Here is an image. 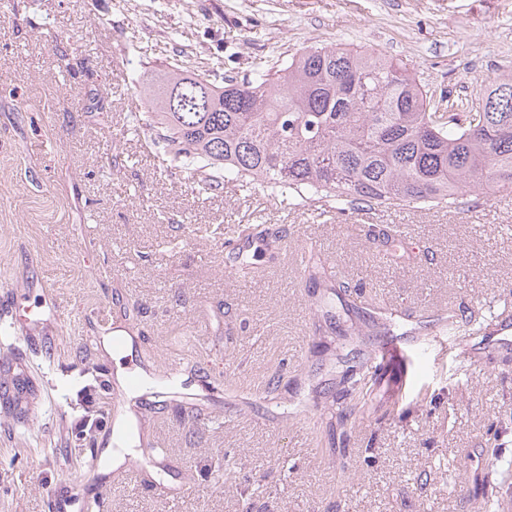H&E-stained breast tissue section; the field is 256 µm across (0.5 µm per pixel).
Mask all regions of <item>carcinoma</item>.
Wrapping results in <instances>:
<instances>
[{
  "label": "carcinoma",
  "instance_id": "carcinoma-1",
  "mask_svg": "<svg viewBox=\"0 0 512 512\" xmlns=\"http://www.w3.org/2000/svg\"><path fill=\"white\" fill-rule=\"evenodd\" d=\"M214 70L176 63L139 94L147 111L127 132L161 149L191 189L226 184L344 213L409 205L445 208L475 188L512 190V72L469 102L433 99L401 60L336 47L300 49L252 76L211 80ZM386 247L400 227L361 229ZM234 270L253 262L232 248ZM313 288H332L325 260H301Z\"/></svg>",
  "mask_w": 512,
  "mask_h": 512
}]
</instances>
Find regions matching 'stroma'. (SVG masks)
<instances>
[{
	"label": "stroma",
	"mask_w": 512,
	"mask_h": 512,
	"mask_svg": "<svg viewBox=\"0 0 512 512\" xmlns=\"http://www.w3.org/2000/svg\"><path fill=\"white\" fill-rule=\"evenodd\" d=\"M0 22V512H482L512 498V332L456 360L439 310L512 311V193L457 212L313 218L231 188L191 192L155 147L122 136L144 76L175 60L243 77L311 45L375 49L431 93L473 97L512 71V0H17ZM355 223L398 224L403 249ZM280 232L255 276L224 264L227 231ZM313 247L336 293L308 287ZM108 314L102 328L99 314ZM412 343L360 403L349 379L376 335ZM119 336L114 363L105 342ZM188 354L201 418L150 414L132 455L171 451L153 483L86 469L117 436L115 370ZM354 405L346 424L329 411Z\"/></svg>",
	"instance_id": "35a3bbf8"
}]
</instances>
